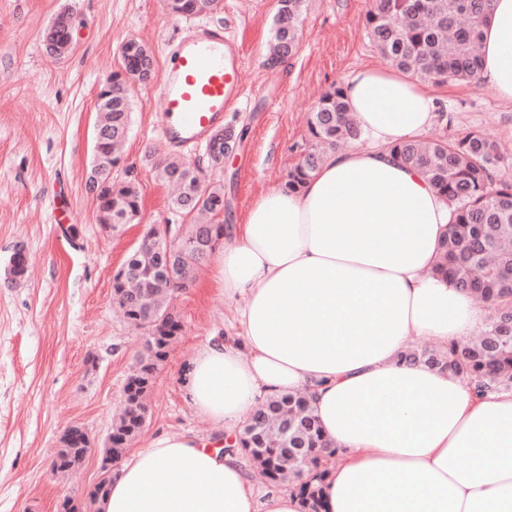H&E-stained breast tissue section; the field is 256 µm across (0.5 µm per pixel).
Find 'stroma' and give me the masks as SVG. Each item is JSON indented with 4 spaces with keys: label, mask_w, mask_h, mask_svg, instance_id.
Masks as SVG:
<instances>
[{
    "label": "stroma",
    "mask_w": 512,
    "mask_h": 512,
    "mask_svg": "<svg viewBox=\"0 0 512 512\" xmlns=\"http://www.w3.org/2000/svg\"><path fill=\"white\" fill-rule=\"evenodd\" d=\"M372 6V0H306L299 50L284 69L266 63L277 0H223L208 15L241 51V97L224 114L238 139L219 170H211L201 145L184 159L223 184L225 223H245L262 195L281 188L304 155L310 114L329 86L356 69L384 67L365 28ZM66 8L75 17L76 47L59 61L46 53L42 33ZM189 26L164 0H0V512H63L68 500L76 512H96L92 494L107 475L104 444L145 345L143 331L112 302V278L145 225L178 221L155 168L165 153L156 92L165 48ZM131 36L151 50L156 77L133 89L124 150L141 191V219L115 234L95 221L89 163L96 94ZM429 90L438 118L427 138L476 130L512 162V103L493 86L454 82ZM58 197L73 222H56ZM19 247L27 271L17 280L8 268ZM175 307L182 331L154 376L138 448L160 432L211 431L185 404L180 374L199 344L223 335L235 303L209 264ZM74 425L85 429L93 449L64 476L53 462Z\"/></svg>",
    "instance_id": "35a3bbf8"
}]
</instances>
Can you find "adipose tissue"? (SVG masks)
Here are the masks:
<instances>
[{"label": "adipose tissue", "instance_id": "ef3b65f1", "mask_svg": "<svg viewBox=\"0 0 512 512\" xmlns=\"http://www.w3.org/2000/svg\"><path fill=\"white\" fill-rule=\"evenodd\" d=\"M480 78L512 102V0H493ZM367 144L329 153L296 192L260 197L232 225L216 276L238 331L210 337L182 374L213 435L150 438L113 469L98 512H304L291 487L256 488L234 452L253 409L306 392L333 455L322 512H512V393L402 359L414 337L447 349L485 327L470 294L433 276L451 210L393 145L437 118L400 71L343 83Z\"/></svg>", "mask_w": 512, "mask_h": 512}]
</instances>
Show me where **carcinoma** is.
<instances>
[{
	"instance_id": "1",
	"label": "carcinoma",
	"mask_w": 512,
	"mask_h": 512,
	"mask_svg": "<svg viewBox=\"0 0 512 512\" xmlns=\"http://www.w3.org/2000/svg\"><path fill=\"white\" fill-rule=\"evenodd\" d=\"M221 2L167 0V8L176 16L192 18L216 11ZM304 2L278 0L269 56L296 54ZM490 8L491 0H375L366 15V27L376 49L397 69L436 83H476L482 66V24ZM70 39L68 29L61 26L49 25L43 34L48 49ZM151 65L148 47L135 38L127 39L117 69L96 96L90 181L96 191V220L114 231L133 223L142 211L135 182L119 177L126 166L118 147L131 126V74ZM309 133L310 149L283 184L288 192L300 189L328 152L361 139L342 86L335 85L321 95ZM393 152L403 164L420 169L453 208L436 273L493 308L488 326L476 339L454 343L446 353L410 350L404 360L462 376L478 396L492 390L512 391V180L500 174L499 147L471 131L431 143L405 140ZM158 166L162 179L179 187L169 208L182 223L168 225L174 230L171 239L157 227H148L112 280L113 302L129 323L145 330L147 348L139 369L126 384L124 410L112 426V444L105 451V460L111 463L123 455L146 423V397L153 375L181 331L174 300L193 285L198 269L224 240L220 220L224 186L203 183L180 160L164 158ZM167 248L180 252L173 275L159 264V255ZM66 434L54 460L60 472L77 464L90 444L79 426L68 428ZM240 444L272 482L286 480L295 485L304 496L307 512H318L320 490L304 482L303 476L319 468L320 452L327 442L306 394H286L259 404Z\"/></svg>"
}]
</instances>
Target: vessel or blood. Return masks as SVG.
<instances>
[{"label": "vessel or blood", "mask_w": 512, "mask_h": 512, "mask_svg": "<svg viewBox=\"0 0 512 512\" xmlns=\"http://www.w3.org/2000/svg\"><path fill=\"white\" fill-rule=\"evenodd\" d=\"M241 60L222 26L191 28L168 53L158 99L167 154L180 160L191 146L206 142L224 122L240 92Z\"/></svg>", "instance_id": "vessel-or-blood-1"}]
</instances>
